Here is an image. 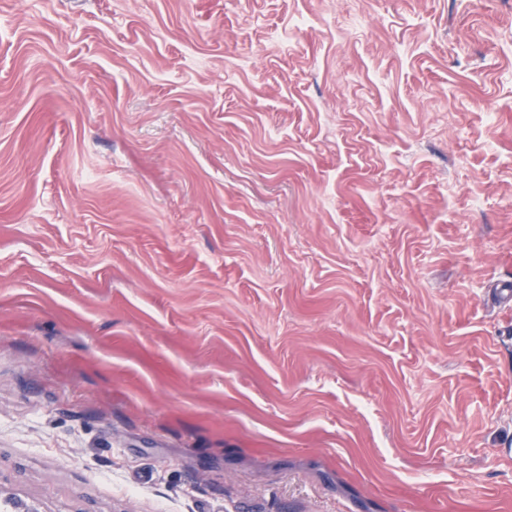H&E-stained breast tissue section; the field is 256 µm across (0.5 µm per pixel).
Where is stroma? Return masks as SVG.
Listing matches in <instances>:
<instances>
[{
    "label": "stroma",
    "instance_id": "35a3bbf8",
    "mask_svg": "<svg viewBox=\"0 0 512 512\" xmlns=\"http://www.w3.org/2000/svg\"><path fill=\"white\" fill-rule=\"evenodd\" d=\"M512 0H0V495L512 512Z\"/></svg>",
    "mask_w": 512,
    "mask_h": 512
}]
</instances>
